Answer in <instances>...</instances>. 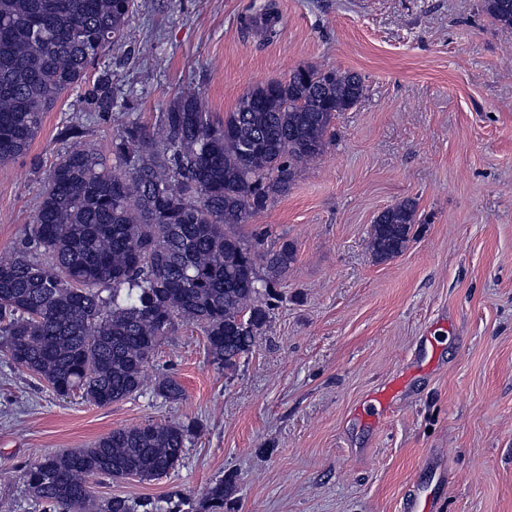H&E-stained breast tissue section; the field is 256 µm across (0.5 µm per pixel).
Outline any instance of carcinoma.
<instances>
[{"mask_svg": "<svg viewBox=\"0 0 512 512\" xmlns=\"http://www.w3.org/2000/svg\"><path fill=\"white\" fill-rule=\"evenodd\" d=\"M134 0H0V163L26 154L45 113L69 90L85 112L107 114L127 93L88 71L124 35ZM512 32V0H481ZM355 73L299 66L257 85L222 120L196 93L178 95L149 129L126 118L106 147L81 142L83 125L44 179L34 223L0 257V353L60 397L98 407L135 397L161 342L180 324L206 337L213 362L234 368L268 319V295L296 260L286 242L259 254L240 229L288 190L294 170L323 156L338 112L362 97ZM250 151H245L246 145ZM417 203L383 210L369 248L402 254ZM265 263L260 276L257 260ZM154 394L177 402L173 376ZM195 421L117 428L88 448L45 454L26 470L48 512H182L170 497L94 495L103 476L151 481L175 471ZM228 485L208 487L196 512H223Z\"/></svg>", "mask_w": 512, "mask_h": 512, "instance_id": "1", "label": "carcinoma"}]
</instances>
